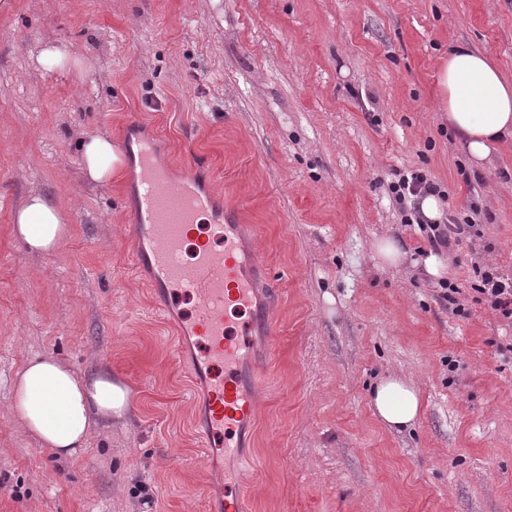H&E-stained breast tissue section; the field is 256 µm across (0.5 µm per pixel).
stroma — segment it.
Returning a JSON list of instances; mask_svg holds the SVG:
<instances>
[{
	"label": "stroma",
	"mask_w": 512,
	"mask_h": 512,
	"mask_svg": "<svg viewBox=\"0 0 512 512\" xmlns=\"http://www.w3.org/2000/svg\"><path fill=\"white\" fill-rule=\"evenodd\" d=\"M0 11V512H210L243 474L250 512H512V322L472 289L473 264L512 275V140L471 163L437 95L465 42L512 81V0H10ZM90 62L81 79L43 44ZM109 137V183L80 143ZM177 175L196 165L271 278L273 347L257 342V413L238 454L214 455L192 416L175 325L136 267L135 143ZM476 180L465 183L458 166ZM422 171L445 217L481 207V235L444 250L467 317L439 299L431 246L387 195ZM68 233L48 254L16 238L31 194ZM405 253L381 266L382 238ZM125 385L130 408L57 457L11 410L30 359ZM409 380L414 427L374 416L380 378ZM38 63L47 70L59 69L81 78L87 63L72 54L68 49L56 45H47L39 53Z\"/></svg>",
	"instance_id": "35a3bbf8"
}]
</instances>
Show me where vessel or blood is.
Wrapping results in <instances>:
<instances>
[{"instance_id": "1", "label": "vessel or blood", "mask_w": 512, "mask_h": 512, "mask_svg": "<svg viewBox=\"0 0 512 512\" xmlns=\"http://www.w3.org/2000/svg\"><path fill=\"white\" fill-rule=\"evenodd\" d=\"M139 168L136 261L151 269L156 288L193 297V312L177 331L193 339L199 351L196 361L207 396L205 437L210 446L235 450L242 423L251 420L256 409L255 393L246 388L240 367L257 327L275 336L276 315L270 308L254 310L255 263L242 248V227L224 223L222 214L212 210L194 169L171 177L156 164L149 140L142 147ZM206 215L213 221L208 234L198 229ZM186 243L193 252L188 262L182 256ZM240 311L249 312V320L236 321ZM241 484L238 478L226 482L224 512H247Z\"/></svg>"}]
</instances>
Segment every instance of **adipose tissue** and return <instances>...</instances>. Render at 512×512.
<instances>
[{"label":"adipose tissue","mask_w":512,"mask_h":512,"mask_svg":"<svg viewBox=\"0 0 512 512\" xmlns=\"http://www.w3.org/2000/svg\"><path fill=\"white\" fill-rule=\"evenodd\" d=\"M438 95L448 109V126L462 138L471 161H483L491 147L512 138V83L480 51L454 46L440 67ZM83 168L95 182L106 183L120 156L111 140L92 137L81 145ZM14 234L28 250L50 253L65 238L67 226L58 209L39 195L30 196L14 217ZM12 411L42 448L75 455L98 423L123 417L129 407L128 389L111 376H77L64 363L35 358L13 382ZM375 416L388 428L412 425L419 415L416 389L389 377L371 390Z\"/></svg>","instance_id":"ef3b65f1"}]
</instances>
